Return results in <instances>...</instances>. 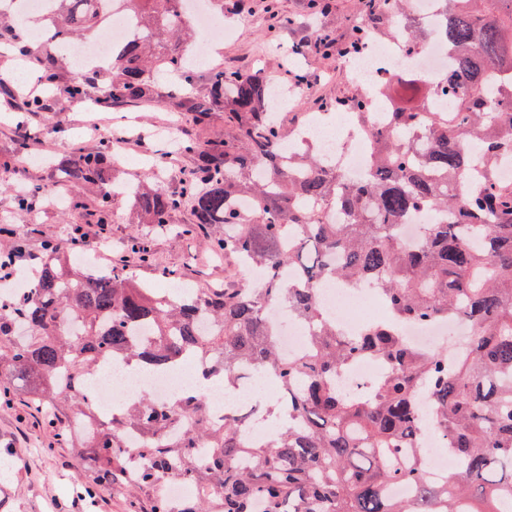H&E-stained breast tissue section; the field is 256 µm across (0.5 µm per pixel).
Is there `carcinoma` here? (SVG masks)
Here are the masks:
<instances>
[{"label":"carcinoma","mask_w":512,"mask_h":512,"mask_svg":"<svg viewBox=\"0 0 512 512\" xmlns=\"http://www.w3.org/2000/svg\"><path fill=\"white\" fill-rule=\"evenodd\" d=\"M55 2L45 28L53 50L37 59L41 81L67 100L87 99L96 77L78 73L59 84L61 52L103 22L102 0ZM128 2L143 35L112 50L109 84L95 98L99 107L171 102L195 125L222 112L233 128L228 138L195 136L179 146L198 157L184 173L181 194L141 184L129 186L128 197L147 223L160 227L190 202L195 223L224 225V235L210 240L215 254L266 267L269 276L263 288H183L172 296L123 267L92 277L49 241L27 295H0V397L23 388L71 426L78 414L93 416L85 387L102 356L156 370L192 362L203 379L221 378L226 387L246 370L265 369L280 386V398L260 409L277 425L269 443L245 444L236 412L214 424L202 386L177 411L142 398L96 418L81 438L83 488L92 494L123 485L145 497L149 512H506L512 505V184L489 178L481 190L458 195L450 181L477 164L491 171L499 150H512V0H442L446 19L432 38L452 57L440 90L453 102L456 122L448 123L446 113L424 118L417 106L391 113L394 128L373 133L372 158L358 179L306 144L295 153L278 151L295 128L270 118L261 73L214 69L205 93L186 92L195 70L185 64L193 35L180 17L182 0ZM398 2L358 0L363 19L353 38L338 49L324 35L314 50L342 57L390 34L396 22L390 9ZM267 14L273 38L289 20L276 0H268ZM157 72L182 82L161 87ZM367 103L357 93L337 100L336 108L362 121ZM477 136L484 141L478 155L470 148ZM112 159L108 139L92 152L73 146L56 181L96 189L105 217ZM48 187L17 193V208L35 206ZM422 208L432 218L419 225L418 243L408 249L402 226ZM333 209L342 222L327 220ZM23 250L20 238L0 248V274ZM280 267L300 270L307 285L282 283ZM324 279L371 284L398 321L462 317L471 337L457 352H430L388 321L345 336L320 310ZM273 300L314 330L298 357L278 350L265 318ZM70 317L79 332L68 329ZM22 323L26 338L17 341ZM360 355L384 367L366 397L347 394L334 380ZM423 394L433 399L437 433L448 445V474L440 481L428 477L423 457L412 451ZM128 433L140 438L133 453L122 446ZM174 472L196 487L185 509L165 496ZM397 484L411 488L410 500L389 495ZM480 497L490 500V509L476 507Z\"/></svg>","instance_id":"carcinoma-1"}]
</instances>
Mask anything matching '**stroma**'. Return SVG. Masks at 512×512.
I'll return each instance as SVG.
<instances>
[{"label": "stroma", "mask_w": 512, "mask_h": 512, "mask_svg": "<svg viewBox=\"0 0 512 512\" xmlns=\"http://www.w3.org/2000/svg\"><path fill=\"white\" fill-rule=\"evenodd\" d=\"M330 4L328 12L314 14L307 9L306 0H278L281 13L292 23L271 39L267 36L266 0H224L223 23L232 34L212 33L221 52L211 57V66L258 70L266 79L282 84L295 71L311 75L313 81L304 97L281 106L284 121L293 112L312 113L317 101L351 96L357 86L341 69L338 56L311 54L297 59L292 55L294 45L325 33L338 44L346 43L359 15L357 0H330ZM91 108L88 101L60 100L47 112H0V166H7L5 178L11 184L10 189L0 190V225L15 229L25 238L28 252L38 256L45 239L59 241L70 237L75 227H82L89 238L108 239L113 265L127 268L137 280L153 287H166L173 277L196 288L238 286L234 260L215 256L210 250V238L222 234V227L197 230L188 209L173 214L162 229L143 223L126 197L113 199L110 220L103 226L86 223L83 217L46 203L27 211L17 209L14 188L49 181L53 162L65 159L72 143H83L88 149L96 146V139L87 133ZM121 115L131 116L140 132L137 140L124 146L128 158L119 164L121 180L136 184L152 171L166 190H178L192 159L181 154L173 160L166 154L162 125L171 120V113L161 105H121L108 117L114 120ZM21 127L40 131L37 150L48 156V163H30L16 152V132ZM135 236L147 242L149 262H142L131 250ZM35 411V404L21 393L11 403L0 405V458L8 463L7 470H0V512H143L144 500L118 486L88 496L79 486L78 449L58 439V426L49 425Z\"/></svg>", "instance_id": "stroma-1"}]
</instances>
